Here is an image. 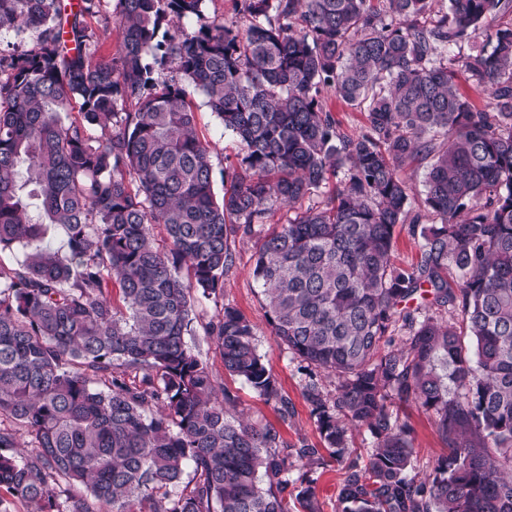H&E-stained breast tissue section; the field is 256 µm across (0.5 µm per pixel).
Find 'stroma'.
<instances>
[{
  "mask_svg": "<svg viewBox=\"0 0 512 512\" xmlns=\"http://www.w3.org/2000/svg\"><path fill=\"white\" fill-rule=\"evenodd\" d=\"M197 130L200 138L211 149V160L215 172H231L241 152L239 141L210 112L202 95L193 98ZM235 261L224 276V303L235 306L256 328L257 350L266 366L278 381L282 395L290 406L288 420H281L277 406L265 403L243 381L229 376L213 341L206 338L203 329H196L190 342L200 350L218 386L226 388L236 396L238 406L253 420L273 424L288 445L308 444L321 447L311 406L304 396V386L309 379H316L323 391L336 388L334 377L322 371H311L305 362L293 356L286 345L277 342L267 322L259 289L253 277L255 242L244 238L234 245ZM393 414L408 421L414 436V469L419 476L431 473L436 461L445 454L446 448L438 435L432 417L417 405L391 404Z\"/></svg>",
  "mask_w": 512,
  "mask_h": 512,
  "instance_id": "35a3bbf8",
  "label": "stroma"
}]
</instances>
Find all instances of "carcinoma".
<instances>
[{
    "instance_id": "1",
    "label": "carcinoma",
    "mask_w": 512,
    "mask_h": 512,
    "mask_svg": "<svg viewBox=\"0 0 512 512\" xmlns=\"http://www.w3.org/2000/svg\"><path fill=\"white\" fill-rule=\"evenodd\" d=\"M101 2L0 0V32L20 37L0 49V251L27 249L0 265V503L318 512L317 479L291 474L319 449L246 418L187 341L241 235L258 240L272 334L336 376L334 394H304L344 465L337 512H512V25H490L512 0H448L433 18L431 0H244L236 27L205 21L206 0H115L107 57L86 21ZM465 38L478 44L453 51ZM328 88L366 114L358 132ZM198 93L241 144L220 198ZM414 158L428 161L416 212L398 177ZM400 224L418 238L409 269L392 260ZM52 225L65 259L44 245ZM204 332L287 418L254 325L223 304ZM390 400L435 418L448 454L425 478ZM74 486L86 494L61 498ZM322 96L324 97L327 107L333 112L344 132H357L365 124L366 118L364 112L346 106L335 96L333 91L325 90Z\"/></svg>"
}]
</instances>
